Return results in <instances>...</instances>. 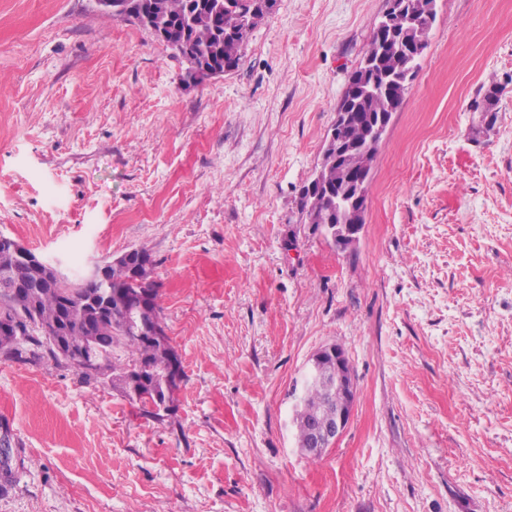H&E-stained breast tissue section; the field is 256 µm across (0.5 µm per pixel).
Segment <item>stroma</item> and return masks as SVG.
Returning a JSON list of instances; mask_svg holds the SVG:
<instances>
[{"label":"stroma","mask_w":512,"mask_h":512,"mask_svg":"<svg viewBox=\"0 0 512 512\" xmlns=\"http://www.w3.org/2000/svg\"><path fill=\"white\" fill-rule=\"evenodd\" d=\"M387 5L276 0L187 86L96 0H0V235L72 278L148 250L183 368L160 423L0 359V512H512V0H437L352 250L300 205ZM328 344L357 404L312 460L295 392Z\"/></svg>","instance_id":"35a3bbf8"}]
</instances>
